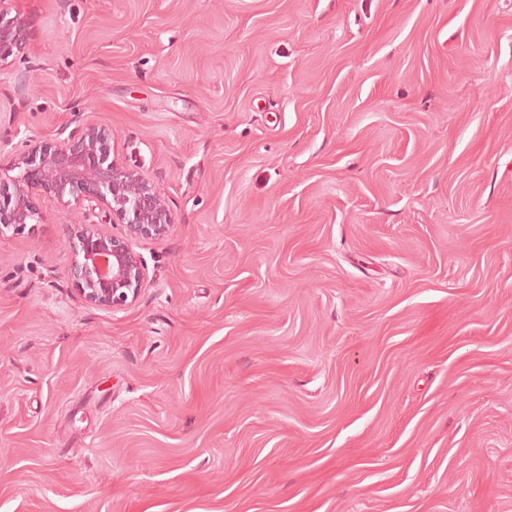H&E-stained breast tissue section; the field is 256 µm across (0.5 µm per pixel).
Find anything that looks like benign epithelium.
Here are the masks:
<instances>
[{"label":"benign epithelium","instance_id":"obj_1","mask_svg":"<svg viewBox=\"0 0 512 512\" xmlns=\"http://www.w3.org/2000/svg\"><path fill=\"white\" fill-rule=\"evenodd\" d=\"M9 2L0 0V63L22 53L29 35L22 19L8 17ZM112 149V128L87 120L64 138L25 143L0 163V240L44 223L36 193L99 209L96 223L66 225L67 276L78 298L109 311L134 302L148 279L137 243L167 236L173 224L155 186L112 159ZM109 224L124 225L123 233L112 234Z\"/></svg>","mask_w":512,"mask_h":512}]
</instances>
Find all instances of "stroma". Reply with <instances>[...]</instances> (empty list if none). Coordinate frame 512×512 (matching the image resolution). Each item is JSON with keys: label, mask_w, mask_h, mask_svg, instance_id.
I'll list each match as a JSON object with an SVG mask.
<instances>
[{"label": "stroma", "mask_w": 512, "mask_h": 512, "mask_svg": "<svg viewBox=\"0 0 512 512\" xmlns=\"http://www.w3.org/2000/svg\"><path fill=\"white\" fill-rule=\"evenodd\" d=\"M0 157L95 119L149 281L0 240V512H512V0H15Z\"/></svg>", "instance_id": "1"}]
</instances>
